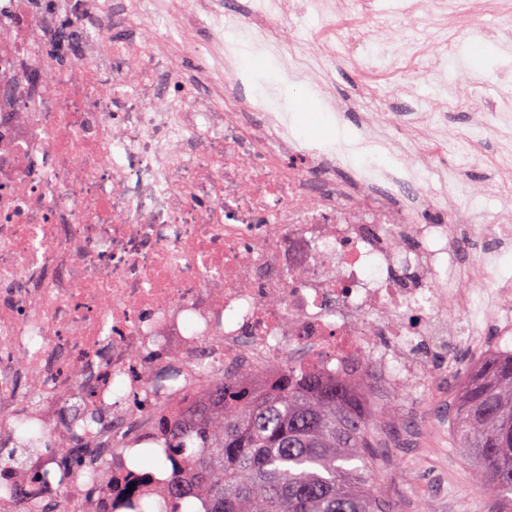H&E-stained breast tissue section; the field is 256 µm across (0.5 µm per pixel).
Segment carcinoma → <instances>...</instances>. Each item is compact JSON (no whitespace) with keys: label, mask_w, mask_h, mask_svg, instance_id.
<instances>
[{"label":"carcinoma","mask_w":512,"mask_h":512,"mask_svg":"<svg viewBox=\"0 0 512 512\" xmlns=\"http://www.w3.org/2000/svg\"><path fill=\"white\" fill-rule=\"evenodd\" d=\"M220 411L199 413L189 432L170 431L172 448L188 458L194 482L176 479L178 504L205 494L208 512H390L370 469L386 445L379 423L391 404L370 408L344 381L295 374L265 393L222 381ZM457 445L476 463L474 481L494 495V512H512V353L477 363L448 409ZM361 460L364 466L345 464Z\"/></svg>","instance_id":"1"}]
</instances>
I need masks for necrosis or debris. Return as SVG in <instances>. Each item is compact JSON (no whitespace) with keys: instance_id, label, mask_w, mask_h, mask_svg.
I'll return each instance as SVG.
<instances>
[{"instance_id":"necrosis-or-debris-1","label":"necrosis or debris","mask_w":512,"mask_h":512,"mask_svg":"<svg viewBox=\"0 0 512 512\" xmlns=\"http://www.w3.org/2000/svg\"><path fill=\"white\" fill-rule=\"evenodd\" d=\"M307 4L338 18L335 42L385 58L356 62L389 105L334 143L303 140L278 88L256 94L238 68L249 44L345 117L335 43L282 50L294 0H0V446L22 417L47 442L0 465V512H173L174 477L192 475L169 428L226 378L259 392L289 365L376 407L426 386L427 349L478 351L492 329L512 353V279L484 246L512 244V159L480 189L444 172L437 204L391 119L475 18L495 12L483 37L512 41V0H392L434 20L422 41L361 25L368 0ZM58 42L78 45L68 65ZM456 112L512 129V105L453 88L407 107L406 126L431 127L415 150L481 153ZM488 192L507 207L487 214Z\"/></svg>"}]
</instances>
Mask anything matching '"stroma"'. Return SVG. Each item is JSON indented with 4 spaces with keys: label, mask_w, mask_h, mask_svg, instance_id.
<instances>
[{
    "label": "stroma",
    "mask_w": 512,
    "mask_h": 512,
    "mask_svg": "<svg viewBox=\"0 0 512 512\" xmlns=\"http://www.w3.org/2000/svg\"><path fill=\"white\" fill-rule=\"evenodd\" d=\"M495 20L491 12L477 19L475 32L461 38L457 60L448 66L444 77L448 83L469 86L482 99L497 101L512 97V44L500 45L481 39L478 34L480 28ZM329 22V17L298 5L284 32V41L292 51H307ZM335 78L337 95L353 105L340 124L312 90L283 88L288 110L302 137L336 139L339 125H353L362 113L386 100L385 84L363 90L351 64L338 66ZM456 393V388L434 384L422 392L417 402L394 398L397 415L382 424L388 433V446L381 449L377 466L378 492L393 505L394 512H487L491 495L475 485L472 463L443 424Z\"/></svg>",
    "instance_id": "1"
}]
</instances>
